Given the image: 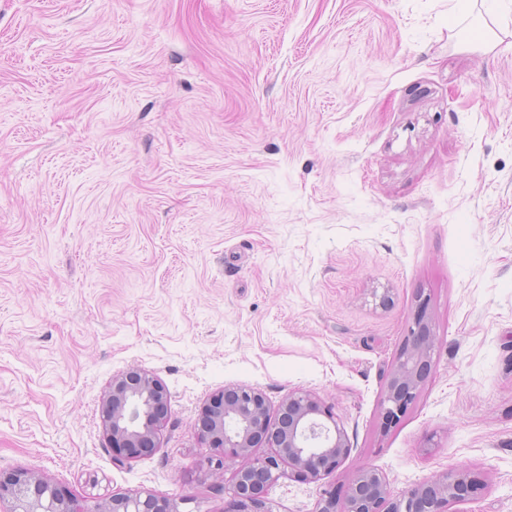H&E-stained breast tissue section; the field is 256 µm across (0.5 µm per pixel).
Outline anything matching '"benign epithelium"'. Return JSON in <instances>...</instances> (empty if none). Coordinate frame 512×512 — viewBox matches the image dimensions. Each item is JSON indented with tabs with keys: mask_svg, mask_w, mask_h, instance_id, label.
Returning <instances> with one entry per match:
<instances>
[{
	"mask_svg": "<svg viewBox=\"0 0 512 512\" xmlns=\"http://www.w3.org/2000/svg\"><path fill=\"white\" fill-rule=\"evenodd\" d=\"M436 337L419 307L407 327L381 400L384 426L407 412L431 371ZM169 390L156 373L132 366L112 377L100 401V425L115 461L152 455L166 420ZM195 428L216 453L201 467L211 473L236 464L227 487L226 512H271L268 490L281 477L318 482L338 472L352 446L333 408L306 390L288 393L271 413L266 394L230 385L211 394L199 410ZM267 448L269 452L257 453ZM480 484L462 470L447 471L390 495L386 476L359 468L343 497L326 486L317 512H450ZM0 512H179L176 499L150 492L117 494L92 506L61 483L26 470H0Z\"/></svg>",
	"mask_w": 512,
	"mask_h": 512,
	"instance_id": "7a95c632",
	"label": "benign epithelium"
}]
</instances>
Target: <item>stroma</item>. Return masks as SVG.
Listing matches in <instances>:
<instances>
[{
  "mask_svg": "<svg viewBox=\"0 0 512 512\" xmlns=\"http://www.w3.org/2000/svg\"><path fill=\"white\" fill-rule=\"evenodd\" d=\"M455 2L0 0L1 470L224 512L203 401L303 389L352 446L337 492L464 469L456 512H512V0ZM421 306L432 373L386 428ZM132 366L170 410L120 464L99 404Z\"/></svg>",
  "mask_w": 512,
  "mask_h": 512,
  "instance_id": "1",
  "label": "stroma"
}]
</instances>
